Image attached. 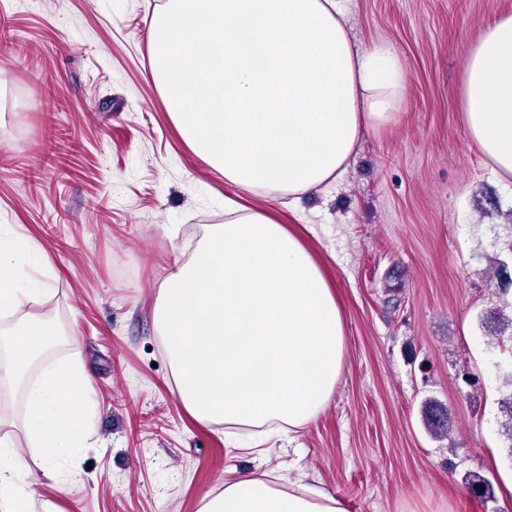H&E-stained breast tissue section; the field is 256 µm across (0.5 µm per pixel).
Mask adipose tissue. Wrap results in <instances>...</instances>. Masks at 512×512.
I'll list each match as a JSON object with an SVG mask.
<instances>
[{
    "label": "adipose tissue",
    "mask_w": 512,
    "mask_h": 512,
    "mask_svg": "<svg viewBox=\"0 0 512 512\" xmlns=\"http://www.w3.org/2000/svg\"><path fill=\"white\" fill-rule=\"evenodd\" d=\"M350 0H168L150 21L148 49L169 116L182 141L226 184L300 201L340 181L360 132L394 124L404 97L392 45L365 49L343 18ZM470 142L496 174L512 177V14L470 48L463 84ZM153 307L177 395L198 422L230 436L264 440L315 420L344 365V305L305 226L224 201V221L186 242ZM41 246L0 236V381L23 389L33 452L0 440V512L39 505L38 471L59 492L79 479L63 468L94 427L82 408L83 366L44 363L53 331L26 311L46 291ZM201 512H346L305 475L252 471L209 493Z\"/></svg>",
    "instance_id": "ef3b65f1"
}]
</instances>
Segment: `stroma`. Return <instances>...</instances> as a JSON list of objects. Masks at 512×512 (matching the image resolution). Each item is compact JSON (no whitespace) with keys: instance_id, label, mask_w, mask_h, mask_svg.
Here are the masks:
<instances>
[{"instance_id":"stroma-1","label":"stroma","mask_w":512,"mask_h":512,"mask_svg":"<svg viewBox=\"0 0 512 512\" xmlns=\"http://www.w3.org/2000/svg\"><path fill=\"white\" fill-rule=\"evenodd\" d=\"M165 3L0 0V225L43 249L36 309L64 333L48 360L92 374L96 442L71 461L81 480L42 497L61 512H199L260 465L306 472L347 512H512V357L481 325L497 303L485 272L512 260V182L469 143L460 98L468 48L512 0H356L355 42L401 57L402 116L363 131L342 182L294 210L225 185L180 139L147 44ZM51 144L57 168L42 164ZM228 197L314 227L347 341L324 413L292 440L231 450L175 393L152 316L183 239L223 223ZM429 403L448 436L429 429Z\"/></svg>"}]
</instances>
